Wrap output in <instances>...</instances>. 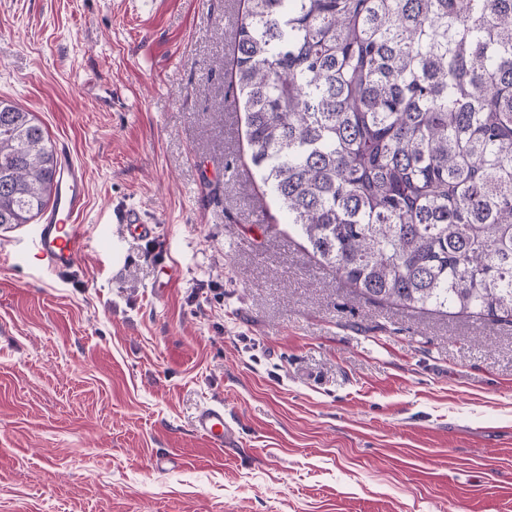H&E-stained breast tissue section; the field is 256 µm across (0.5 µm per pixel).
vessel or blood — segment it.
<instances>
[{
	"label": "vessel or blood",
	"instance_id": "vessel-or-blood-1",
	"mask_svg": "<svg viewBox=\"0 0 512 512\" xmlns=\"http://www.w3.org/2000/svg\"><path fill=\"white\" fill-rule=\"evenodd\" d=\"M86 174L69 152L58 155L57 193L52 205L42 214L34 230L37 259L49 271L62 273L71 269L82 255L86 232L76 219L85 207ZM195 434L223 449L237 444L238 430L224 415L220 404L200 408L193 423Z\"/></svg>",
	"mask_w": 512,
	"mask_h": 512
}]
</instances>
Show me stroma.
<instances>
[{
  "mask_svg": "<svg viewBox=\"0 0 512 512\" xmlns=\"http://www.w3.org/2000/svg\"><path fill=\"white\" fill-rule=\"evenodd\" d=\"M242 8L0 0V96L87 178L71 271L0 227V512H512V324L366 302L306 249L243 161ZM212 404L235 448L194 433Z\"/></svg>",
  "mask_w": 512,
  "mask_h": 512,
  "instance_id": "stroma-1",
  "label": "stroma"
}]
</instances>
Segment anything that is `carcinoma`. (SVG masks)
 Segmentation results:
<instances>
[{"label": "carcinoma", "instance_id": "carcinoma-1", "mask_svg": "<svg viewBox=\"0 0 512 512\" xmlns=\"http://www.w3.org/2000/svg\"><path fill=\"white\" fill-rule=\"evenodd\" d=\"M230 86L263 185L361 298L512 324V0H244ZM56 161L0 99V227Z\"/></svg>", "mask_w": 512, "mask_h": 512}]
</instances>
